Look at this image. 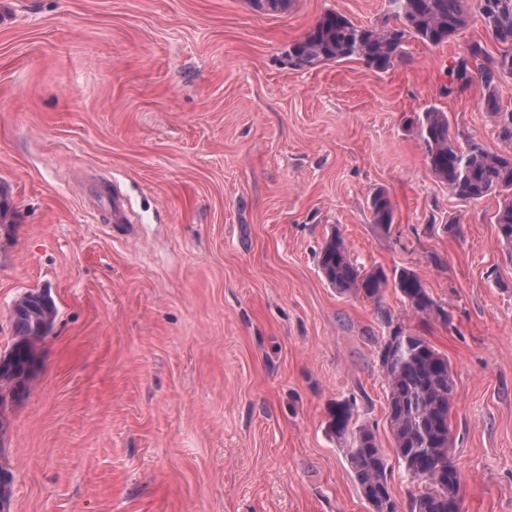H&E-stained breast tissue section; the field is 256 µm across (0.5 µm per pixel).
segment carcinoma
I'll list each match as a JSON object with an SVG mask.
<instances>
[{"label":"carcinoma","instance_id":"cac0c4a2","mask_svg":"<svg viewBox=\"0 0 512 512\" xmlns=\"http://www.w3.org/2000/svg\"><path fill=\"white\" fill-rule=\"evenodd\" d=\"M468 0H391L393 24L379 28L355 25L339 12L324 13L314 27L288 50L289 63L310 68L326 62L357 59L385 72L405 60V43L419 40L438 47L457 36L469 22ZM485 26L504 49L492 54L474 40L446 67L448 92L468 91L479 78L482 108L492 119L505 150L492 152L473 138L460 146L451 136L448 114L432 107L420 119V137L426 164L448 188L465 202L492 193L501 196L494 215L501 243L512 251V110L502 109L498 83L512 76V0H477ZM374 224L386 231L393 223V206L384 192L370 200ZM318 267L330 286L342 294L361 296L376 305L390 329L378 346L379 369L385 379L386 424L395 460L381 447L376 430L357 422L356 402L338 400L328 407V430L342 445L358 492L371 512H397L389 483L394 469L417 483L418 492L408 502V512H462L460 473L450 452L449 412L455 393L448 356L424 337L401 324H393L383 306L387 289L401 296L412 313L422 319L445 311L429 294L419 275L407 267L387 272L381 266L361 268L352 259L340 232L334 231L318 253ZM54 305L49 295L39 303L18 307L12 314L16 339L6 353L9 364L0 367V401L28 389L30 372L38 364L37 342L50 331L42 319Z\"/></svg>","mask_w":512,"mask_h":512}]
</instances>
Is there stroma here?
Returning <instances> with one entry per match:
<instances>
[{"label":"stroma","instance_id":"obj_1","mask_svg":"<svg viewBox=\"0 0 512 512\" xmlns=\"http://www.w3.org/2000/svg\"><path fill=\"white\" fill-rule=\"evenodd\" d=\"M381 26L389 0H0V355L26 292L57 315L27 393L7 403L10 512H370L326 427L355 400L384 428L374 303L324 281L340 230L364 267H408L447 321L393 291L394 321L447 355L463 512H512V262L496 197L431 174L428 107L499 148L482 88L443 71L478 12L434 48L297 69L326 11ZM133 223L112 221L102 182ZM390 198V232L369 200ZM458 221V232L447 230Z\"/></svg>","mask_w":512,"mask_h":512}]
</instances>
